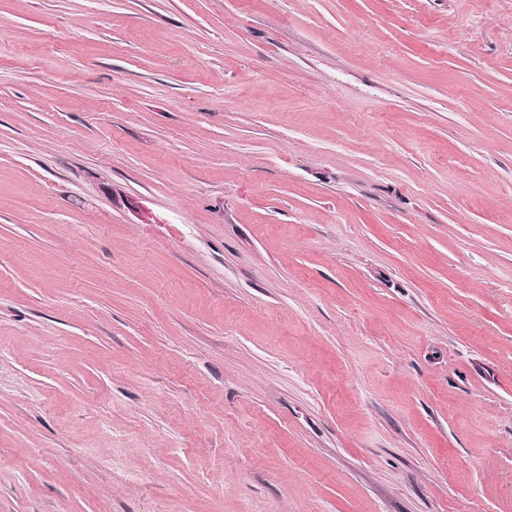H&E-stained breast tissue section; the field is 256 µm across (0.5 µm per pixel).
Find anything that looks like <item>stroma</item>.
I'll list each match as a JSON object with an SVG mask.
<instances>
[{"label":"stroma","instance_id":"stroma-1","mask_svg":"<svg viewBox=\"0 0 512 512\" xmlns=\"http://www.w3.org/2000/svg\"><path fill=\"white\" fill-rule=\"evenodd\" d=\"M0 512H512V0H0Z\"/></svg>","mask_w":512,"mask_h":512}]
</instances>
